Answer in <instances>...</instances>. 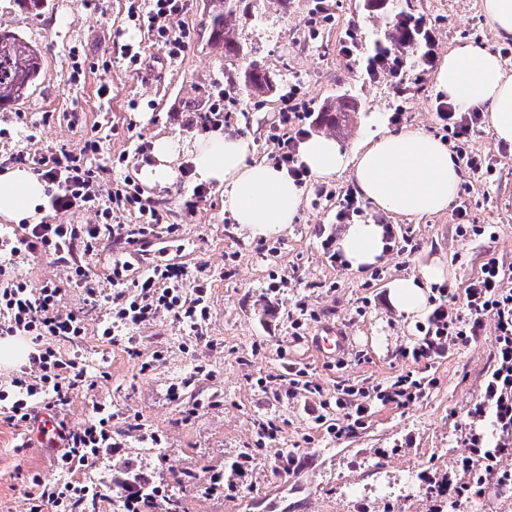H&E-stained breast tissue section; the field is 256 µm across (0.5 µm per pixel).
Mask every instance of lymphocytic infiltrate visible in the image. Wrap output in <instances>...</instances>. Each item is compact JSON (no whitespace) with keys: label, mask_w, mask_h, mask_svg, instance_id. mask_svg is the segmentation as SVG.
<instances>
[{"label":"lymphocytic infiltrate","mask_w":512,"mask_h":512,"mask_svg":"<svg viewBox=\"0 0 512 512\" xmlns=\"http://www.w3.org/2000/svg\"><path fill=\"white\" fill-rule=\"evenodd\" d=\"M186 10L187 0H149L147 26L172 60L185 52L188 36L174 30L170 21ZM393 28L395 39L376 41L364 59L369 79L416 75L435 67L438 40L430 20L400 12L393 19ZM434 116L437 125L457 143L467 169L488 175L496 172L497 160L465 148L482 122L481 112L458 111L441 94L435 100ZM310 117L307 104L285 101L278 124L269 131L277 146L276 165L287 168L299 185L309 178L299 162L298 145L307 134L305 125ZM99 150V140L90 138L79 150L52 147L37 160L52 208L94 213L95 223L25 224L17 231L0 232V337L25 336L33 346L27 364L12 375L8 388L0 389V418L18 428L28 427L38 410L59 412L68 405L71 394L87 384L84 368L55 350L57 343H71L88 333L83 317L64 305L66 287L81 289L90 303L103 304L106 319L101 336L125 344L127 351L135 349V328L165 316L185 326L196 345L210 344L207 279L190 277L187 267L177 262L152 265L133 277L128 262L118 259L103 278L80 260V253L94 252L105 240L144 247L155 235L172 238L180 231L179 225L167 223L163 208L143 205L139 188L130 180H115L110 188H102V177L90 161ZM134 209L141 215L140 223H121L120 213ZM42 256L52 257L62 267L65 280H49L35 290L15 275L14 269ZM439 294L441 300L428 316L425 337L412 350L414 361H431L452 342H475L489 325L495 336L493 368L484 379L479 399L468 410L471 423L462 438L466 453L460 465L465 470L477 469L478 474L470 483L448 488L449 496L461 499L478 493L489 482L503 488L512 486V469L502 465L512 457V268L496 257H487L460 293L464 309L451 305L459 295L455 289L443 287ZM427 386L426 378L409 372L384 386L337 388L335 403L342 421L332 432L338 437L351 435L362 427L375 403L403 408L422 399ZM112 420V412L98 404L92 419L84 423L57 421L60 452L55 464L66 478L34 482L28 494L29 512H87L100 498L96 486L77 481L74 475L90 460L120 446L123 430L115 429ZM486 420L494 437L476 428Z\"/></svg>","instance_id":"lymphocytic-infiltrate-1"}]
</instances>
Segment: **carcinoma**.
<instances>
[{"mask_svg":"<svg viewBox=\"0 0 512 512\" xmlns=\"http://www.w3.org/2000/svg\"><path fill=\"white\" fill-rule=\"evenodd\" d=\"M238 11V0H214L210 11L208 39L224 50V60L241 62L247 53L237 33L233 18ZM41 54L19 35L0 30V106L13 103L28 92L41 71ZM245 90L254 96L267 95L276 89L270 74L261 64L251 61L240 72ZM358 111L354 99H341L323 109L325 124L336 127L339 121L349 120L350 113Z\"/></svg>","mask_w":512,"mask_h":512,"instance_id":"1","label":"carcinoma"}]
</instances>
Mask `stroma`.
Wrapping results in <instances>:
<instances>
[{"mask_svg": "<svg viewBox=\"0 0 512 512\" xmlns=\"http://www.w3.org/2000/svg\"><path fill=\"white\" fill-rule=\"evenodd\" d=\"M146 7L147 0H46L32 12L16 0H0V29L20 35L42 55L28 94L0 107V170L14 167L19 155L24 168L33 169V157L47 148L77 149L97 134L103 143L93 166L107 169L125 153L129 160L120 174L136 179L143 166L133 155L138 143L162 134L202 135L187 108L192 97L204 110L223 103L224 129L253 139L258 155L267 159L275 150L267 130L293 87L316 111L343 96L357 100L352 122L326 131L316 123L308 128L346 152L369 134L393 133L401 125L440 139L434 72L398 82L388 76L374 81L363 71L364 57L387 36L389 20L407 11L435 22L442 56L465 42L494 53L505 44L481 0H389L381 12L369 11L367 0H244L239 36L250 59L264 65L276 83L273 94L256 97L234 84L236 65L208 41L206 0H188L187 12L173 20L174 28L189 33L188 48L175 60L133 20ZM349 30L358 33L351 56L341 51ZM129 47L139 52L140 66L131 64ZM398 107L404 116L396 126L389 116ZM459 175L470 187L468 222L492 225L494 240L459 236L452 207L418 218L372 206L369 219L393 225L417 249L388 254L383 263L359 272L327 260L317 236L321 228L335 236L343 232L332 194L350 185L349 173L327 181L328 197L319 193L318 181L308 182L294 223L254 240L241 233L215 190L187 211L195 188L189 168L168 185L143 189V197L164 205L170 223L181 227L169 241L170 260L202 271L211 283L212 345L195 346L182 327L162 318L141 326L134 334L135 353H127L96 336L99 307L81 290H68V309L84 317L90 333L59 350L84 366L95 386L71 398L66 419L84 422L99 402L119 417L139 418L141 425L123 447L78 473V480L105 491L90 512H120L115 479L129 469L162 490L149 499L146 512H512V489L488 484L464 502L446 492L449 481L467 478L458 465L465 452L460 436L493 365V333L467 346L449 345L431 365L417 363L404 352L422 341L428 317L407 319L387 298L394 278L420 275L434 263L443 266L442 284L457 288L479 272L487 255L512 266V160L498 165L492 177L464 168ZM277 276L287 278V287L273 288ZM300 301L318 318L297 336L288 314ZM327 323L349 338L348 349L333 358L312 348L313 336ZM145 361L153 368L144 373ZM199 365L204 372L186 389L184 404L172 402L171 384ZM291 366L306 370L320 393L277 397L280 378ZM413 369L432 381L424 399L406 408L376 405L363 428L340 439L330 434L340 417L331 401L337 386L384 383ZM193 403L198 412L191 416L185 407ZM261 419L277 424V441H260ZM146 432L160 436V447L143 442ZM19 442L17 428L0 421V512H27L34 479L62 477L54 451L36 441L26 448ZM294 447L301 452L300 466L277 473L281 449ZM245 456L250 466L242 477L235 466ZM215 474L224 484L218 492L210 489Z\"/></svg>", "mask_w": 512, "mask_h": 512, "instance_id": "1", "label": "stroma"}]
</instances>
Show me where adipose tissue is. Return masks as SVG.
Instances as JSON below:
<instances>
[{"instance_id": "obj_1", "label": "adipose tissue", "mask_w": 512, "mask_h": 512, "mask_svg": "<svg viewBox=\"0 0 512 512\" xmlns=\"http://www.w3.org/2000/svg\"><path fill=\"white\" fill-rule=\"evenodd\" d=\"M435 82L460 110L487 112L496 139L512 143V74H506L498 56L477 45L452 49L440 63ZM151 155L152 164L139 173L144 184L172 182L177 167L189 165L196 183L220 192L225 209L248 238L285 230L299 212V187L286 169L256 159L251 138L220 128L185 141L163 135L154 139ZM299 158L320 181L350 170L354 187L366 201L381 211L413 217L444 212L460 182L456 158L447 146L411 127L368 137L351 157L335 140L314 135L301 143ZM46 189V183L26 169L0 171V217L39 223L45 215ZM337 248L351 270L380 264L384 229L370 220L347 225ZM440 276V267L432 265L421 276L395 279L388 288L392 307L410 319L420 316Z\"/></svg>"}]
</instances>
